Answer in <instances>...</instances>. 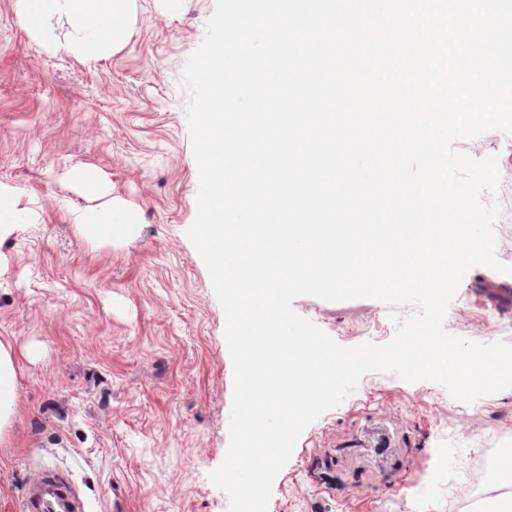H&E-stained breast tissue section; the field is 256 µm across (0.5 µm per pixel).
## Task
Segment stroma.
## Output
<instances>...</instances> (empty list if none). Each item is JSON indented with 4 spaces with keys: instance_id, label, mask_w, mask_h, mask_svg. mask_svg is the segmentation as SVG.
<instances>
[{
    "instance_id": "obj_1",
    "label": "stroma",
    "mask_w": 512,
    "mask_h": 512,
    "mask_svg": "<svg viewBox=\"0 0 512 512\" xmlns=\"http://www.w3.org/2000/svg\"><path fill=\"white\" fill-rule=\"evenodd\" d=\"M215 0H136L132 33L96 66L80 62L66 20H46L57 43L0 0V182L31 197L33 220L0 241V340L18 358L17 415L0 446V512L44 466L65 470L90 512H229L209 480L229 444L234 374L225 313L186 236L197 212L182 71L202 42ZM498 155L503 214L497 256L512 265V136L458 142ZM99 169L137 222L109 243L78 238L65 209L91 205L64 181ZM294 311L343 346L383 344L393 315L378 300L301 296ZM446 329L512 344V274L472 268ZM395 444L379 458L367 433ZM512 439V389L464 403L431 381L364 375L344 402L302 433L277 475L268 512H448L466 499L456 451L480 436ZM485 478L477 495L485 506Z\"/></svg>"
}]
</instances>
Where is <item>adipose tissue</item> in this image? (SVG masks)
<instances>
[{
    "instance_id": "adipose-tissue-1",
    "label": "adipose tissue",
    "mask_w": 512,
    "mask_h": 512,
    "mask_svg": "<svg viewBox=\"0 0 512 512\" xmlns=\"http://www.w3.org/2000/svg\"><path fill=\"white\" fill-rule=\"evenodd\" d=\"M22 21L39 28L42 20L63 15L77 21L83 63L97 62L103 45L120 47L131 32L133 0H17ZM32 215L27 194L0 182V238L29 223ZM133 213L119 205L82 210L73 222L75 234L97 242L114 237L119 227L133 223ZM18 362L11 343L0 341V446L7 445L17 410Z\"/></svg>"
}]
</instances>
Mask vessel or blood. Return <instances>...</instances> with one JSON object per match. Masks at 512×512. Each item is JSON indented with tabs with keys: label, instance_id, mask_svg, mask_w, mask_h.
<instances>
[{
	"label": "vessel or blood",
	"instance_id": "1",
	"mask_svg": "<svg viewBox=\"0 0 512 512\" xmlns=\"http://www.w3.org/2000/svg\"><path fill=\"white\" fill-rule=\"evenodd\" d=\"M19 512H88L80 488L71 476L57 468H44L25 486Z\"/></svg>",
	"mask_w": 512,
	"mask_h": 512
}]
</instances>
